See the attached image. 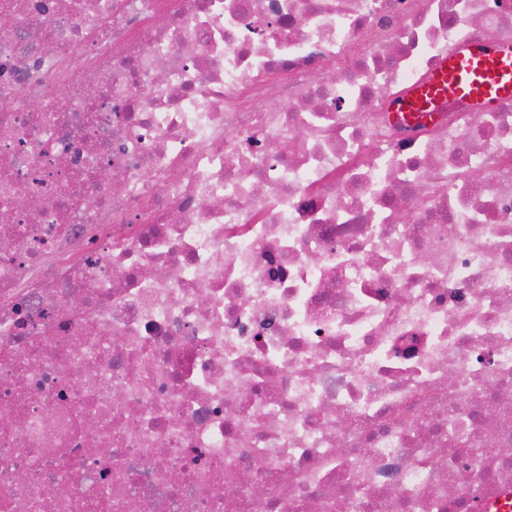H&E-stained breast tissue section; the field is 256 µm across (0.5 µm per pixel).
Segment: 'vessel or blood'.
<instances>
[{"label":"vessel or blood","mask_w":512,"mask_h":512,"mask_svg":"<svg viewBox=\"0 0 512 512\" xmlns=\"http://www.w3.org/2000/svg\"><path fill=\"white\" fill-rule=\"evenodd\" d=\"M491 109L512 99V41H474L444 56L420 83L394 98L393 112H426L445 98Z\"/></svg>","instance_id":"vessel-or-blood-1"}]
</instances>
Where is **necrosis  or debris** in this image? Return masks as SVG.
Listing matches in <instances>:
<instances>
[{
  "mask_svg": "<svg viewBox=\"0 0 512 512\" xmlns=\"http://www.w3.org/2000/svg\"><path fill=\"white\" fill-rule=\"evenodd\" d=\"M0 15V512L512 491V100L389 110L512 0Z\"/></svg>",
  "mask_w": 512,
  "mask_h": 512,
  "instance_id": "1",
  "label": "necrosis or debris"
}]
</instances>
